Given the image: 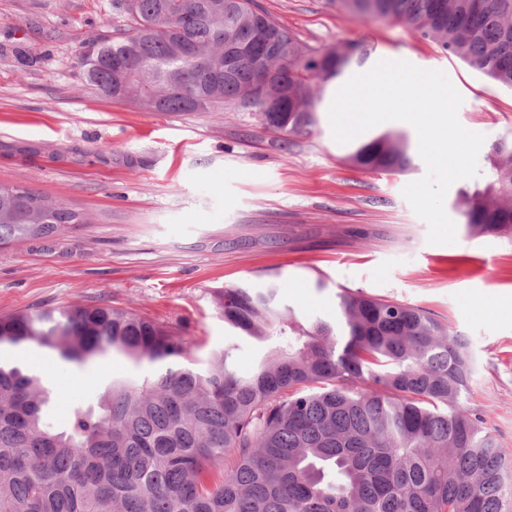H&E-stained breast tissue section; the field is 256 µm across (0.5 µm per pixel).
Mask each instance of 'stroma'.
I'll list each match as a JSON object with an SVG mask.
<instances>
[{
	"mask_svg": "<svg viewBox=\"0 0 512 512\" xmlns=\"http://www.w3.org/2000/svg\"><path fill=\"white\" fill-rule=\"evenodd\" d=\"M311 53L362 42L369 64L405 60L444 71L463 97L458 120L490 146L512 139V90L449 55L431 38L386 20L362 21L335 0H254ZM121 0H0V183L83 214L57 236L0 246V316L30 308L104 304L168 322L198 342L196 358L234 345L243 373L258 358L235 341L216 293L281 284L284 304L335 319L343 291L419 306L464 336L475 359L464 406L512 450V236L470 233L453 183L444 207L456 241L431 244L402 194L424 176L370 172L346 159L331 133L328 86L308 130L283 135L236 105L151 112L88 86L80 54L123 33ZM24 363L59 401L94 399L108 377L139 368L107 355L79 368L29 348Z\"/></svg>",
	"mask_w": 512,
	"mask_h": 512,
	"instance_id": "1",
	"label": "stroma"
}]
</instances>
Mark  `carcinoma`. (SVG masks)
I'll list each match as a JSON object with an SVG mask.
<instances>
[{
  "label": "carcinoma",
  "mask_w": 512,
  "mask_h": 512,
  "mask_svg": "<svg viewBox=\"0 0 512 512\" xmlns=\"http://www.w3.org/2000/svg\"><path fill=\"white\" fill-rule=\"evenodd\" d=\"M364 20H390L512 90V0H336ZM130 28L82 56L87 82L115 101L149 97L152 112L251 107L296 133L316 123L325 84L363 61L345 44L318 54L254 0H134ZM272 34L254 46L288 90V111L264 112L252 63H227L254 18ZM132 77L114 75V61ZM369 171L413 166L403 132L351 146ZM483 185L461 193L477 234L512 235V141L494 143ZM0 184V245L47 238L83 215ZM335 322L304 319L277 287L224 288V323L265 352L240 376L229 352L190 365L192 337L108 305L0 316V352L35 346L85 364L120 355L151 373L111 379L68 427L44 422L43 378L0 358V512H512V453L461 404L473 373L467 341L430 312L359 292L338 295Z\"/></svg>",
  "instance_id": "obj_1"
}]
</instances>
